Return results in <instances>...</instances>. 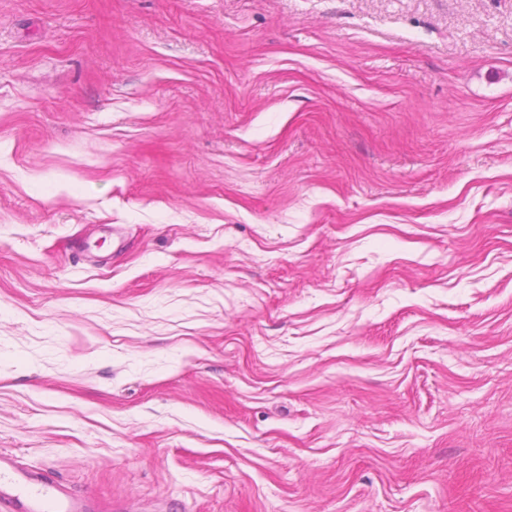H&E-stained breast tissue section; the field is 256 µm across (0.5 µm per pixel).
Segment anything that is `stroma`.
<instances>
[{"mask_svg": "<svg viewBox=\"0 0 512 512\" xmlns=\"http://www.w3.org/2000/svg\"><path fill=\"white\" fill-rule=\"evenodd\" d=\"M0 455L512 512V0H0Z\"/></svg>", "mask_w": 512, "mask_h": 512, "instance_id": "1", "label": "stroma"}]
</instances>
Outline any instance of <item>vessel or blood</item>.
<instances>
[{"label":"vessel or blood","instance_id":"vessel-or-blood-1","mask_svg":"<svg viewBox=\"0 0 512 512\" xmlns=\"http://www.w3.org/2000/svg\"><path fill=\"white\" fill-rule=\"evenodd\" d=\"M10 512H77L78 502L59 484L42 474L0 457V504Z\"/></svg>","mask_w":512,"mask_h":512}]
</instances>
